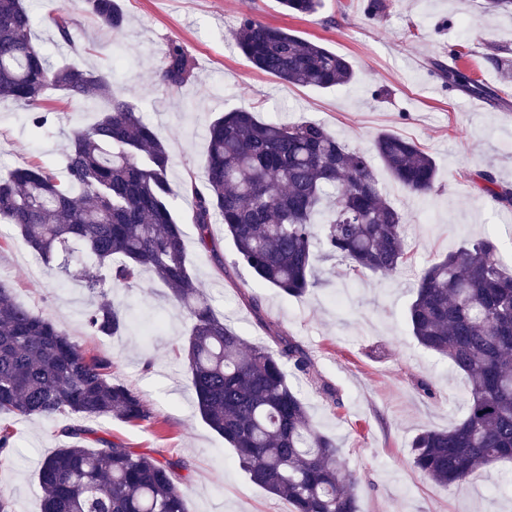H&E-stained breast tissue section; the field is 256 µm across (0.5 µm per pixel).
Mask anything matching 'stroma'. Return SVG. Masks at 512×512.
I'll list each match as a JSON object with an SVG mask.
<instances>
[{
	"label": "stroma",
	"instance_id": "obj_1",
	"mask_svg": "<svg viewBox=\"0 0 512 512\" xmlns=\"http://www.w3.org/2000/svg\"><path fill=\"white\" fill-rule=\"evenodd\" d=\"M369 0H321L314 15L293 16L278 0H120L127 22L106 30L83 11L70 13L75 45L57 44L53 19L65 0H25L34 34L52 62H69L111 74L115 87L135 104L165 141L173 160L168 173L174 209L184 220L186 253L225 322L247 343H270L284 332L311 355L309 376L292 378L320 430L344 451L357 481L360 512H512V460L484 466L469 480L441 486L417 472L409 444L424 428L447 429L464 414L467 384L447 358L413 338L406 312L417 276L436 256L456 251L477 235L494 239L504 268H512V205L484 195L470 180L491 171L512 188V14L482 13L480 0H384L379 17ZM251 16L322 43L346 57L356 77L331 89L297 87L254 69L230 42L242 16ZM179 42L196 61L195 78L177 91L158 80L163 53ZM466 71L477 94L448 89L436 64ZM49 122L33 134L23 105L0 100V175L31 162L62 166L70 120L91 124L97 114L53 96ZM246 107L266 121L325 125L349 147L372 151L377 135L391 132L420 144L435 160L433 192L410 194L373 159L386 200L402 213L409 263L393 274L347 281L336 262L319 259V283L293 298L235 266L234 245L214 225L213 248H202L188 217L184 191L200 179L205 129L223 112ZM33 255L13 226L0 224V281L15 299L51 317L88 354L112 361L114 379L137 389L151 417L137 425L103 418L100 437L159 460L186 463L188 512H291L288 502L252 484L234 452L194 409L179 350L187 319L165 287L152 278L122 291L119 299L137 324L119 336H94L84 325L96 299L78 280L64 281L41 264L31 280ZM335 391L329 399L319 382ZM70 419L1 414L13 435V456L0 462V489L14 512H41L38 469L63 447Z\"/></svg>",
	"mask_w": 512,
	"mask_h": 512
}]
</instances>
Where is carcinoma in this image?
Instances as JSON below:
<instances>
[{
  "label": "carcinoma",
  "instance_id": "cac0c4a2",
  "mask_svg": "<svg viewBox=\"0 0 512 512\" xmlns=\"http://www.w3.org/2000/svg\"><path fill=\"white\" fill-rule=\"evenodd\" d=\"M279 3L294 16H310L320 6V0ZM82 8L108 28L125 22L119 0H82ZM53 23L58 42L74 46L66 13ZM32 29L24 0H0V99L23 103L35 132L45 128V102L57 92L88 108L102 101L105 108L94 124L69 130L63 171L31 163L0 179V223L16 228L27 250L58 263L68 277L81 250L106 270L86 280L101 297L86 313L97 335L132 326L108 295L152 274L188 320L182 352L198 413L233 448L250 482L287 500L292 512H359L342 449L316 428L288 381L290 373L309 375L308 351L281 335L274 348L248 345L224 323L187 261L164 140L109 76L54 66ZM231 40L255 69L290 85L330 89L355 77L345 57L251 16L241 18ZM194 70L183 47L169 43L161 83L178 90ZM439 75L450 87L474 85L455 67L442 66ZM206 143L202 181L185 184L198 243L212 246V225H224L235 265L261 283L291 297L306 295L318 283L319 251L345 264L347 276L395 272L407 262L403 217L384 199L370 155L349 148L323 124L265 121L241 108L213 119ZM373 149L410 193L433 190L435 161L415 141L383 133ZM472 181L494 200L512 203V190L492 173L478 171ZM496 252L495 242L480 236L434 258L407 312L417 343L447 357L468 383L462 419L448 430L424 429L410 444L413 466L441 485L512 459V274ZM0 413L81 418L61 429L66 444L42 462V512H187L177 480L181 461L92 438L102 418L148 420L142 394L112 379V360L89 355L50 317L15 302L2 281ZM92 441L99 448H89Z\"/></svg>",
  "mask_w": 512,
  "mask_h": 512
}]
</instances>
